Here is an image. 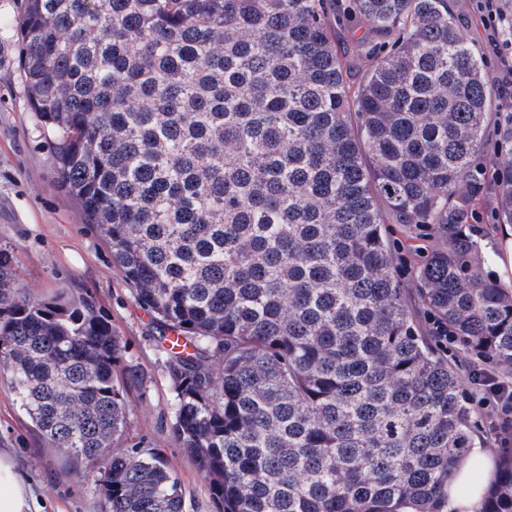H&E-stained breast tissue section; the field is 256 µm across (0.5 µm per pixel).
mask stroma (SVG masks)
Returning a JSON list of instances; mask_svg holds the SVG:
<instances>
[{
    "label": "stroma",
    "mask_w": 512,
    "mask_h": 512,
    "mask_svg": "<svg viewBox=\"0 0 512 512\" xmlns=\"http://www.w3.org/2000/svg\"><path fill=\"white\" fill-rule=\"evenodd\" d=\"M451 2L485 59L494 112L511 110L512 93L498 87L501 63L489 49L479 17L464 9L462 0ZM24 5V0H0V247L14 256L17 287L32 296L85 291L95 296L146 373L142 393L131 398V436L145 438L168 458L183 486L186 512H214L205 477L168 433L173 397L151 318L131 297L107 246L84 224L58 183L59 138L27 104L16 33ZM392 238L405 288L413 290L412 272L425 260L432 241L423 235L408 237L398 224ZM0 448L10 451L43 512H101L92 480L76 476L67 453L42 441L14 394L1 385Z\"/></svg>",
    "instance_id": "stroma-1"
}]
</instances>
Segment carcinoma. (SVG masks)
<instances>
[{
	"label": "carcinoma",
	"instance_id": "1",
	"mask_svg": "<svg viewBox=\"0 0 512 512\" xmlns=\"http://www.w3.org/2000/svg\"><path fill=\"white\" fill-rule=\"evenodd\" d=\"M17 35L58 181L151 315L170 435L215 512H448L473 413L388 225L439 242L418 304L512 370V289L470 236L492 90L448 0H25ZM494 132L492 219L512 224V127ZM144 379L91 294L34 298L0 255V384L103 512H185L162 451L128 443ZM480 512H512V450Z\"/></svg>",
	"mask_w": 512,
	"mask_h": 512
}]
</instances>
